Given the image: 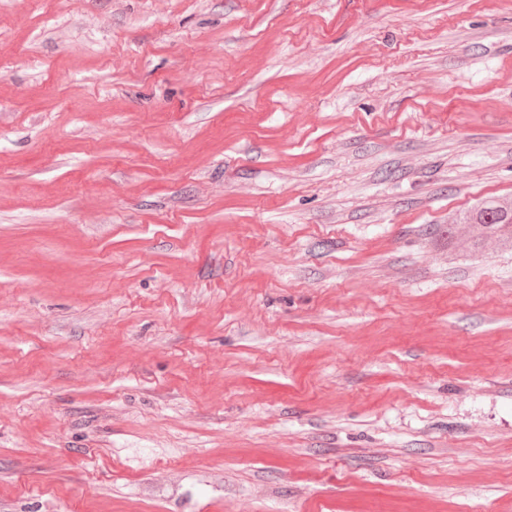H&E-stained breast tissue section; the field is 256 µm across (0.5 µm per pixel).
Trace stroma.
Returning <instances> with one entry per match:
<instances>
[{
    "mask_svg": "<svg viewBox=\"0 0 512 512\" xmlns=\"http://www.w3.org/2000/svg\"><path fill=\"white\" fill-rule=\"evenodd\" d=\"M484 200L512 0H0V512H512Z\"/></svg>",
    "mask_w": 512,
    "mask_h": 512,
    "instance_id": "35a3bbf8",
    "label": "stroma"
}]
</instances>
